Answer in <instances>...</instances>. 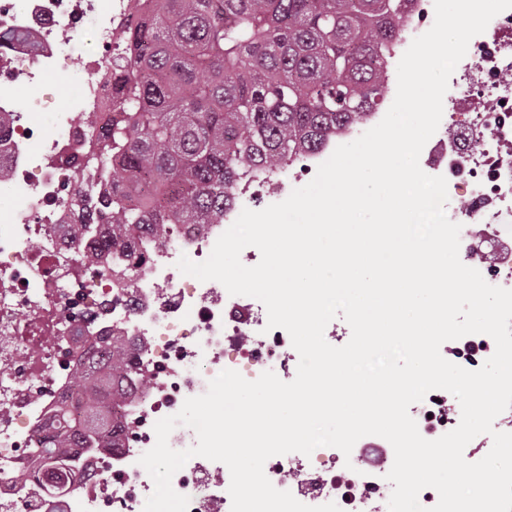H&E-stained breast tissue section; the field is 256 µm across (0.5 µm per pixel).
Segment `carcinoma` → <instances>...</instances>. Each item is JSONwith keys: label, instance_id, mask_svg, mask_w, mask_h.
Returning a JSON list of instances; mask_svg holds the SVG:
<instances>
[{"label": "carcinoma", "instance_id": "obj_1", "mask_svg": "<svg viewBox=\"0 0 512 512\" xmlns=\"http://www.w3.org/2000/svg\"><path fill=\"white\" fill-rule=\"evenodd\" d=\"M132 37L124 109L94 167L121 255L133 278L134 238L169 224H217L239 187L282 170L378 109L385 59L402 33L403 0H156ZM126 349L76 371L79 397L53 417L34 453L40 486L73 484L68 449L114 448L112 390Z\"/></svg>", "mask_w": 512, "mask_h": 512}]
</instances>
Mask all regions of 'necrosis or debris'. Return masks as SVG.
I'll list each match as a JSON object with an SVG mask.
<instances>
[{
    "instance_id": "obj_1",
    "label": "necrosis or debris",
    "mask_w": 512,
    "mask_h": 512,
    "mask_svg": "<svg viewBox=\"0 0 512 512\" xmlns=\"http://www.w3.org/2000/svg\"><path fill=\"white\" fill-rule=\"evenodd\" d=\"M154 0H0V112L9 122L0 136V165L14 204L0 219V512H143L154 482L140 465L151 449L154 425L176 414L187 398L206 392L219 372L259 377L273 371L293 377L299 355L288 333L267 329L257 299L229 295L219 282L183 275L177 262L204 261L243 209L282 202L288 184L316 173L334 152L289 168L287 175L254 184L238 195L220 224H173L165 243L146 236L144 263L134 278L116 285L97 269L79 265L82 252H97L98 234L73 239L67 224H107L102 187L93 186L88 159L102 147L112 119L120 117V81L129 65V33L151 14ZM399 51L428 31L434 0H407ZM90 30L95 48L83 62L85 77L71 110L36 120L24 98L41 92L43 75L74 50ZM93 117L75 122L73 113ZM421 158L446 172L448 218L461 224L459 256L491 285L512 289V9L495 16L489 31L472 38L443 100V116ZM482 242L484 252L473 245ZM29 312L21 321L20 312ZM85 341H75L76 332ZM121 340L129 356L127 392L112 402L119 445L72 451L81 483L48 503L44 492L18 482L32 471L28 449L61 401L77 396L73 375L88 346ZM495 351L494 340L474 334L445 342L442 356L469 370ZM422 437L434 440L455 429L461 410L443 390L412 407ZM390 463L367 465L359 452L316 448L267 460L265 474L301 503H336L342 512H378L391 487ZM230 472L223 463L193 457L172 479L189 499L187 512H229Z\"/></svg>"
}]
</instances>
